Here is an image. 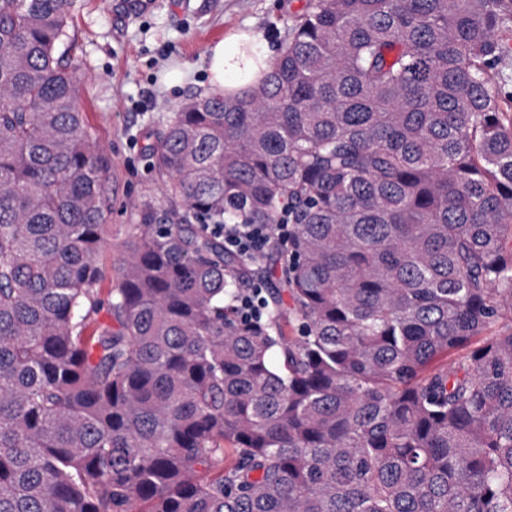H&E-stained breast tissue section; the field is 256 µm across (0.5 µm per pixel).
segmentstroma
I'll return each instance as SVG.
<instances>
[{
	"mask_svg": "<svg viewBox=\"0 0 512 512\" xmlns=\"http://www.w3.org/2000/svg\"><path fill=\"white\" fill-rule=\"evenodd\" d=\"M304 0H77L69 28L82 65L80 102L112 160V247L134 230L144 196L163 200L145 146L189 96L212 91L206 53L241 29L284 45Z\"/></svg>",
	"mask_w": 512,
	"mask_h": 512,
	"instance_id": "1",
	"label": "stroma"
}]
</instances>
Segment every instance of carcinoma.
Returning a JSON list of instances; mask_svg holds the SVG:
<instances>
[{"label":"carcinoma","mask_w":512,"mask_h":512,"mask_svg":"<svg viewBox=\"0 0 512 512\" xmlns=\"http://www.w3.org/2000/svg\"><path fill=\"white\" fill-rule=\"evenodd\" d=\"M73 8L0 0V512H512V326L469 348L512 320V0H305L172 113L111 271ZM285 208L243 322L204 225ZM265 286L262 282H254L248 288H243L236 304V310L243 319L255 320L265 311Z\"/></svg>","instance_id":"1"}]
</instances>
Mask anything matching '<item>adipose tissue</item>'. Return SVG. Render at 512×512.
<instances>
[{
	"instance_id": "obj_1",
	"label": "adipose tissue",
	"mask_w": 512,
	"mask_h": 512,
	"mask_svg": "<svg viewBox=\"0 0 512 512\" xmlns=\"http://www.w3.org/2000/svg\"><path fill=\"white\" fill-rule=\"evenodd\" d=\"M211 82L227 87L228 75H252L273 59L269 45L255 34L239 31L212 45L207 54Z\"/></svg>"
}]
</instances>
